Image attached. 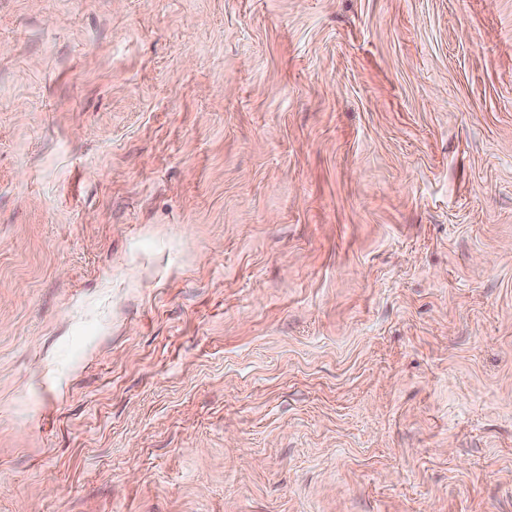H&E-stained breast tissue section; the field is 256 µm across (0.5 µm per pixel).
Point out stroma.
<instances>
[{
    "mask_svg": "<svg viewBox=\"0 0 512 512\" xmlns=\"http://www.w3.org/2000/svg\"><path fill=\"white\" fill-rule=\"evenodd\" d=\"M0 512H512V0H0Z\"/></svg>",
    "mask_w": 512,
    "mask_h": 512,
    "instance_id": "obj_1",
    "label": "stroma"
}]
</instances>
